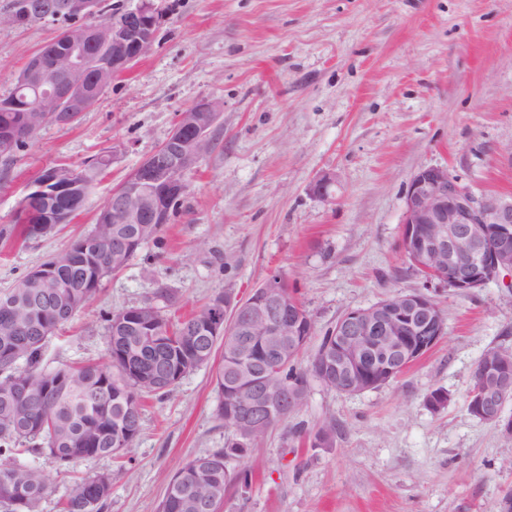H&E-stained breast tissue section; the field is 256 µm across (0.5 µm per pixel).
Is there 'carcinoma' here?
I'll return each instance as SVG.
<instances>
[{
    "instance_id": "cac0c4a2",
    "label": "carcinoma",
    "mask_w": 512,
    "mask_h": 512,
    "mask_svg": "<svg viewBox=\"0 0 512 512\" xmlns=\"http://www.w3.org/2000/svg\"><path fill=\"white\" fill-rule=\"evenodd\" d=\"M32 98L27 85L17 80L11 92L0 98V132L19 130L17 150L52 122L48 112L23 109ZM100 158V165L85 168L84 183L70 199L71 211L76 213L84 206L111 165V154ZM58 206L52 197L29 194L20 209L52 211ZM58 231L59 225L52 224L50 231L42 233L36 225L17 218L16 233L25 242ZM162 231L161 224L121 223L109 197L91 230L28 271L13 287L0 291V512H38L49 491L46 472L21 463V457L47 455L65 466L112 456L130 460L141 428L143 399L173 390L176 383L166 380L169 372L184 377L214 361L218 362L216 416L229 428V435L224 447L196 456L178 469L158 512H200L199 504L215 498L221 501L232 487L250 485L249 467L233 474L227 468L229 460L246 458L250 448L240 445L234 428L237 410L248 392L229 388L240 365L230 350L233 337L215 335L210 328L213 311L224 307V293L214 294L206 304L173 322L166 311L177 305V299L169 289L159 288L137 305L101 314L107 332L106 361L61 365L50 371L41 366L47 339L95 300L102 265H108L110 275L121 271L142 248L158 243ZM48 267L62 285L47 280L32 287V276ZM225 338L228 342L222 345L217 361V342ZM247 349L251 355L245 361L265 371L274 383L286 382L302 394L309 392L313 382L343 392L336 375L318 374L319 364L336 354L331 329L304 366L298 362L299 349L276 364L267 362L260 338L249 340ZM335 434L336 420L330 417L306 438L312 448H329ZM111 493V473L104 480L101 473H90L67 495L63 512H104Z\"/></svg>"
}]
</instances>
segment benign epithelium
Returning a JSON list of instances; mask_svg holds the SVG:
<instances>
[{"label":"benign epithelium","mask_w":512,"mask_h":512,"mask_svg":"<svg viewBox=\"0 0 512 512\" xmlns=\"http://www.w3.org/2000/svg\"><path fill=\"white\" fill-rule=\"evenodd\" d=\"M32 22H55L62 17L79 20V28L94 38L66 34L63 46L39 49L28 58L26 84L42 91L36 104L48 105L55 120L71 122L87 103L89 90L103 92L108 77H118L153 47L159 13L150 0L127 7L104 23L97 19L98 0H39L22 4ZM190 120L178 118L165 140L167 149H156L112 191L117 208L126 210L125 199L136 195L141 206L128 211L129 224L165 223L166 204L187 191L185 173L192 169L207 141L208 129L217 115L214 104L202 102L188 109ZM80 170L63 166L49 180L38 181L42 192L54 183V193L63 196L74 187ZM30 224H61L67 214L50 217L28 209ZM401 243L404 254L423 288L399 293L365 307L347 310L336 323V375L343 377L345 389L359 394L372 387L368 367L377 360L376 374L389 377L405 369L428 352L445 335L446 323L434 296L437 287L472 293L512 277V193H476L443 166H426L412 176L404 197ZM287 282L271 275L244 302L224 297V315H214V333L233 329L243 336L258 331L274 345L277 360L288 357L278 348L282 336L291 345L303 344L300 322L302 307L288 296ZM512 362L496 352L484 356V369L471 393L470 412L485 423L512 436V418L504 417V406L512 398V379L503 376ZM250 398L243 404L237 421L258 432L270 423L273 413L298 404L294 388L271 385L252 369L242 375Z\"/></svg>","instance_id":"obj_1"}]
</instances>
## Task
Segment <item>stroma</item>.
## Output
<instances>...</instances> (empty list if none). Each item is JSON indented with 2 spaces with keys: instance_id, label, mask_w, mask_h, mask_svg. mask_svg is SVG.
Listing matches in <instances>:
<instances>
[{
  "instance_id": "35a3bbf8",
  "label": "stroma",
  "mask_w": 512,
  "mask_h": 512,
  "mask_svg": "<svg viewBox=\"0 0 512 512\" xmlns=\"http://www.w3.org/2000/svg\"><path fill=\"white\" fill-rule=\"evenodd\" d=\"M0 0V97L59 26L8 23ZM162 14L152 50L69 126H44L0 158V290L89 231L112 189L171 133L178 116L221 99L215 149L188 171L187 193L161 246L106 277L95 301L43 349L45 369L102 359L101 310L175 290L179 319L225 291L246 300L279 272L310 313L300 362L349 309L422 288L401 246L404 193L424 166H444L477 192H512V0H153ZM112 165L82 211L55 235H11L41 173ZM330 174L328 196L312 185ZM446 334L397 379L360 394L312 385L304 404L252 443L254 477L224 512H499L512 490V436L472 416L473 369L491 348L512 350V288H442ZM447 390L448 405L425 398ZM212 366L145 402L134 461L70 468L46 456L40 512L87 472L112 475L105 512H157L174 473L223 447ZM332 447L294 435L326 417Z\"/></svg>"
}]
</instances>
